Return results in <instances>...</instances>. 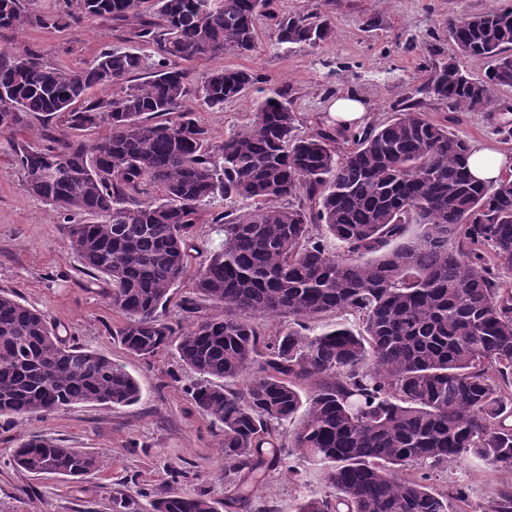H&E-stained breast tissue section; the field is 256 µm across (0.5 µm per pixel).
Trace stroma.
<instances>
[{
  "label": "stroma",
  "mask_w": 512,
  "mask_h": 512,
  "mask_svg": "<svg viewBox=\"0 0 512 512\" xmlns=\"http://www.w3.org/2000/svg\"><path fill=\"white\" fill-rule=\"evenodd\" d=\"M505 0H274L276 13L330 18L334 34L316 46L277 44L266 17H258L260 48L249 56L227 54L185 63L191 84L216 68H246L262 80L223 109L198 107L197 115L214 143L252 118L253 103L270 90L286 89L289 107L297 112L299 134L328 120L333 100L349 94L363 98L366 121L390 118L398 106L419 103L435 121L448 114L446 105L421 94L428 72L455 52L448 21L462 13L484 12ZM138 51L127 32L90 19L79 30L29 26L0 31V48L35 50L44 62L78 69L104 48ZM494 111L469 112L455 124L469 142H492L512 155V141L502 142L497 129L512 126V88L495 90ZM33 121L28 131L0 135V292L42 311L69 342L98 351L122 364L138 381V403L113 408L79 405L49 415H34L21 424L0 417V512H125L121 500L135 497L147 505L149 494L162 488L203 492L212 500L248 498L245 512H296L305 499L332 494L324 469L306 458L291 457L289 468H271L239 485L224 477V434L196 408L190 392L199 376L168 350L145 359L130 353L112 337L121 315L114 311L93 278L86 274L68 245L67 227L27 189L15 158V143H38ZM22 434L41 435L71 448L104 456L105 468L73 481L57 475L38 477L13 469L7 461ZM185 476L173 481V467ZM468 486L469 504H481L497 484L496 473L453 462L435 473L443 488L454 481Z\"/></svg>",
  "instance_id": "1"
}]
</instances>
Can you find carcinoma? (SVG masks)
<instances>
[{
	"mask_svg": "<svg viewBox=\"0 0 512 512\" xmlns=\"http://www.w3.org/2000/svg\"><path fill=\"white\" fill-rule=\"evenodd\" d=\"M29 2L0 0V29L75 30L102 18L152 49L106 48L80 70L1 52L0 132L43 117L44 143L15 146L28 190L68 224L71 251L124 316L112 335L143 357L172 346L201 376L191 397L224 433L225 469L248 479L288 455L325 467L336 496L298 512H457L467 487L429 480L466 458L501 475L476 512H512V173L474 181L469 143L449 128L512 87V6L448 21L456 54L422 88L448 105L443 123L414 102L351 135L300 136L276 89L215 146L187 99L221 110L259 76L217 69L193 90L180 64L257 52L259 15L289 45L328 39V19L280 17L271 0H67L50 16ZM463 59L495 64L476 78ZM101 85L120 93L91 97ZM101 125L110 132L91 142L75 135ZM217 198L248 206L213 211ZM205 224L219 241L174 324L167 306ZM410 224L419 231L407 234ZM338 312L361 328L316 331ZM269 319L280 323L273 334ZM140 396L123 366L63 341L44 314L0 293L1 416L21 422ZM268 447L288 455L269 459ZM11 462L71 480L104 465L36 436L19 440ZM151 507L220 512L202 493Z\"/></svg>",
	"mask_w": 512,
	"mask_h": 512,
	"instance_id": "carcinoma-1",
	"label": "carcinoma"
}]
</instances>
